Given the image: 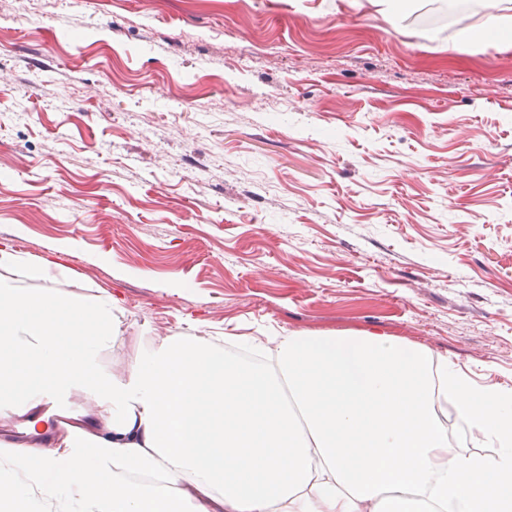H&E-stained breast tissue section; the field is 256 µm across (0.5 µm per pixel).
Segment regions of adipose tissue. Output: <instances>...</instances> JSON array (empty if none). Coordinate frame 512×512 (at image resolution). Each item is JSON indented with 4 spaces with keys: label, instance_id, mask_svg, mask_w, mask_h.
<instances>
[{
    "label": "adipose tissue",
    "instance_id": "obj_1",
    "mask_svg": "<svg viewBox=\"0 0 512 512\" xmlns=\"http://www.w3.org/2000/svg\"><path fill=\"white\" fill-rule=\"evenodd\" d=\"M480 38L512 43V0L449 47ZM60 277L0 247V415L33 425L44 397L80 396L88 420L0 448V512H512V388L360 335L276 337L266 369L171 335L118 376L99 364L112 296L64 295ZM452 405L492 454L449 446Z\"/></svg>",
    "mask_w": 512,
    "mask_h": 512
}]
</instances>
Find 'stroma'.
Listing matches in <instances>:
<instances>
[{
    "instance_id": "stroma-1",
    "label": "stroma",
    "mask_w": 512,
    "mask_h": 512,
    "mask_svg": "<svg viewBox=\"0 0 512 512\" xmlns=\"http://www.w3.org/2000/svg\"><path fill=\"white\" fill-rule=\"evenodd\" d=\"M0 0V243L157 336L371 333L512 388V48L460 8Z\"/></svg>"
}]
</instances>
